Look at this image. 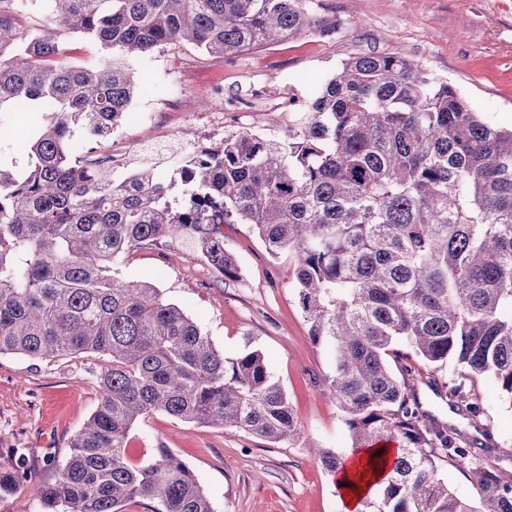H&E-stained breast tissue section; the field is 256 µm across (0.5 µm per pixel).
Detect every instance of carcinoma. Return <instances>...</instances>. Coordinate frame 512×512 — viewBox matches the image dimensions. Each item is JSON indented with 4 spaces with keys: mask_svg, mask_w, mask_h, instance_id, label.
<instances>
[{
    "mask_svg": "<svg viewBox=\"0 0 512 512\" xmlns=\"http://www.w3.org/2000/svg\"><path fill=\"white\" fill-rule=\"evenodd\" d=\"M54 23L30 28L19 14ZM336 22L318 0H0V115L52 110L27 139L26 167H0V355L96 354V411L43 488L41 512H214L195 472L157 443L132 455L151 415L243 430L291 445L301 430L259 349L227 357L160 289L113 264L176 238L225 278L237 265L223 224H250L272 256L293 259L309 336L333 368L316 379L341 411L353 478L387 467L362 512H512V475L493 448L423 406L425 383L481 426L488 379L512 401V124L477 111L453 85L400 53L355 54L276 141L227 135L221 151L164 180L140 168L117 181L112 159L73 160L74 127L104 138L143 81L126 59L172 44L227 60ZM109 51L66 60L61 33ZM184 190L172 196L177 183ZM448 369V391L409 363ZM310 453L332 473L345 455ZM28 449L0 468V497L30 478ZM468 470L476 496L448 487L440 464Z\"/></svg>",
    "mask_w": 512,
    "mask_h": 512,
    "instance_id": "1",
    "label": "carcinoma"
}]
</instances>
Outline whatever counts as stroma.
<instances>
[{"instance_id":"1","label":"stroma","mask_w":512,"mask_h":512,"mask_svg":"<svg viewBox=\"0 0 512 512\" xmlns=\"http://www.w3.org/2000/svg\"><path fill=\"white\" fill-rule=\"evenodd\" d=\"M322 6L344 29L338 42L326 44L309 33L228 60L179 44L133 58L136 76L148 79L150 88L138 91L126 123L100 141V151L120 143L126 169L153 164L168 177L196 143L215 144L242 131L281 138L294 123L281 113L222 122L216 114L246 89L277 97L293 86L308 94L344 59L369 50L419 61L489 119L512 123V0H322ZM223 231L237 278H222L182 240L131 252L116 263V272L160 288L226 356L250 346L264 351L302 441L276 446L242 430L158 413L142 423L135 443L172 448L196 473L214 512H341L334 475L308 451L312 443L340 452L350 445L341 412L314 382L330 372L332 354L309 336L291 260L271 257L251 225L227 224ZM103 366L94 354L39 361L0 355V463L12 449L26 448L33 472L18 494L0 500V512H39L40 491L53 480L46 456L64 458L96 410ZM480 387L492 397L483 420L487 437L511 470L512 407L494 397L489 380Z\"/></svg>"}]
</instances>
